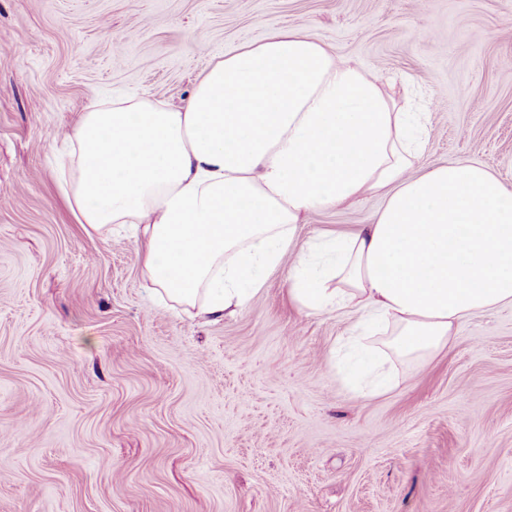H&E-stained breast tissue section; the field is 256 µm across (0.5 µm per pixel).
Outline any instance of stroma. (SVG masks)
I'll return each mask as SVG.
<instances>
[{
  "label": "stroma",
  "mask_w": 512,
  "mask_h": 512,
  "mask_svg": "<svg viewBox=\"0 0 512 512\" xmlns=\"http://www.w3.org/2000/svg\"><path fill=\"white\" fill-rule=\"evenodd\" d=\"M297 29L408 89L423 162L512 189V0H0V512H512V306L356 394L286 256L234 316L165 308L130 230L87 234L54 134L116 94L184 106L208 61ZM384 199L310 214L301 240Z\"/></svg>",
  "instance_id": "35a3bbf8"
}]
</instances>
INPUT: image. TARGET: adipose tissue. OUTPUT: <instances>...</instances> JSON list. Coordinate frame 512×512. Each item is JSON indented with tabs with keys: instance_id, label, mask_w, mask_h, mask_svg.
<instances>
[{
	"instance_id": "adipose-tissue-1",
	"label": "adipose tissue",
	"mask_w": 512,
	"mask_h": 512,
	"mask_svg": "<svg viewBox=\"0 0 512 512\" xmlns=\"http://www.w3.org/2000/svg\"><path fill=\"white\" fill-rule=\"evenodd\" d=\"M423 115L383 75L295 30L210 60L185 107L137 96L83 112L59 187L86 232L130 224L154 296L240 313L290 248L289 294L383 323L420 362L457 324L512 306V189L482 165L423 166ZM382 194L373 223L299 242L307 214Z\"/></svg>"
}]
</instances>
